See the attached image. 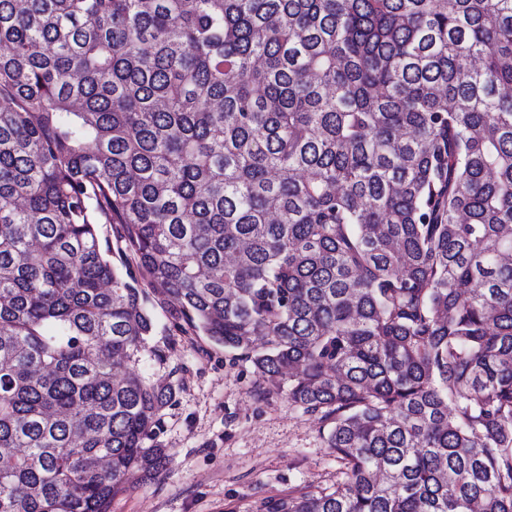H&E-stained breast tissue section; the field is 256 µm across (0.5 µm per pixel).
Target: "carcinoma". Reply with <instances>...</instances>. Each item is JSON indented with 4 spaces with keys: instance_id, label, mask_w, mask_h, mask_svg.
<instances>
[{
    "instance_id": "obj_1",
    "label": "carcinoma",
    "mask_w": 512,
    "mask_h": 512,
    "mask_svg": "<svg viewBox=\"0 0 512 512\" xmlns=\"http://www.w3.org/2000/svg\"><path fill=\"white\" fill-rule=\"evenodd\" d=\"M0 100V512L163 467L150 292L342 465L245 512H512V0H0Z\"/></svg>"
}]
</instances>
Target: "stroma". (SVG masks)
Wrapping results in <instances>:
<instances>
[{"label":"stroma","mask_w":512,"mask_h":512,"mask_svg":"<svg viewBox=\"0 0 512 512\" xmlns=\"http://www.w3.org/2000/svg\"><path fill=\"white\" fill-rule=\"evenodd\" d=\"M153 314L148 344L163 358L145 359L141 370L176 386L157 434L170 459L153 477L132 476L111 512H245L252 501L340 479L313 416L264 392L250 362L175 331L169 308Z\"/></svg>","instance_id":"stroma-1"}]
</instances>
